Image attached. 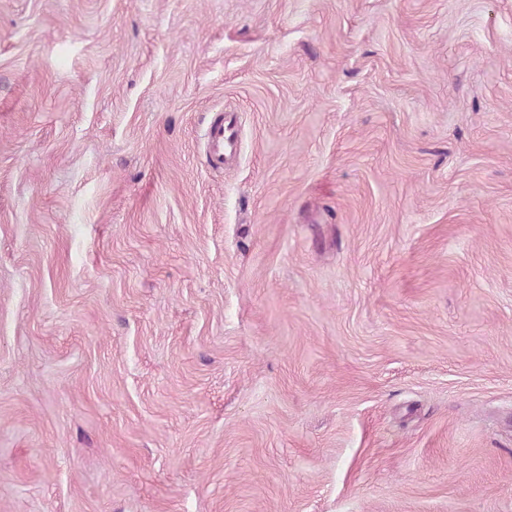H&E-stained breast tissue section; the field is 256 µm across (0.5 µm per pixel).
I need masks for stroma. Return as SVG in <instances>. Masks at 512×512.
Wrapping results in <instances>:
<instances>
[{"instance_id": "1", "label": "stroma", "mask_w": 512, "mask_h": 512, "mask_svg": "<svg viewBox=\"0 0 512 512\" xmlns=\"http://www.w3.org/2000/svg\"><path fill=\"white\" fill-rule=\"evenodd\" d=\"M0 512H512V0H0ZM205 141L209 168L222 170L224 158L234 153L238 145V123L234 115L217 113L208 125Z\"/></svg>"}]
</instances>
